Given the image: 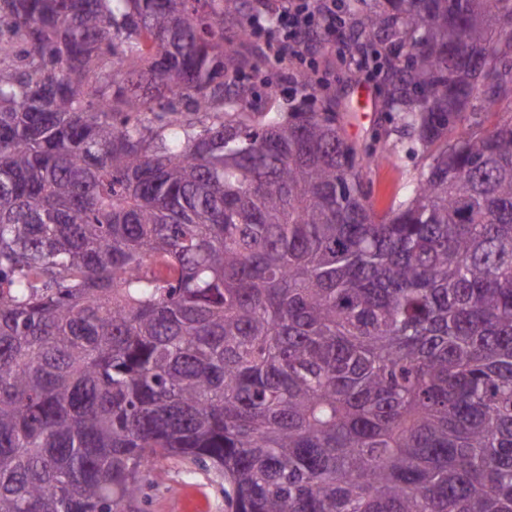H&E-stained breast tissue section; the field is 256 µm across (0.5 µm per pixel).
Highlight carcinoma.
<instances>
[{
	"label": "carcinoma",
	"instance_id": "carcinoma-1",
	"mask_svg": "<svg viewBox=\"0 0 512 512\" xmlns=\"http://www.w3.org/2000/svg\"><path fill=\"white\" fill-rule=\"evenodd\" d=\"M349 0L423 167L240 82L251 0H0V512H512V0ZM190 486L204 488L208 495L209 512H231L224 502V495L215 482L213 474L175 459L164 462L151 473L143 490L146 502L142 510L144 512H200L203 509L199 504L206 499V494L201 489ZM176 492L178 493L172 499L171 511H169V497Z\"/></svg>",
	"mask_w": 512,
	"mask_h": 512
}]
</instances>
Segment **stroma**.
<instances>
[{
    "label": "stroma",
    "mask_w": 512,
    "mask_h": 512,
    "mask_svg": "<svg viewBox=\"0 0 512 512\" xmlns=\"http://www.w3.org/2000/svg\"><path fill=\"white\" fill-rule=\"evenodd\" d=\"M348 39L347 29H337L329 37L330 53L316 56L315 67L325 78L326 87L310 98L309 103L318 107L326 99H336L345 138L359 150L378 155L377 164L364 170L363 179L376 209L382 211L401 197L404 186L423 163L422 153L415 143L391 134L390 129L398 123L399 116L384 107L381 81H368L365 74L349 70L338 52ZM240 51L245 59L240 77L244 84L252 86L254 94L265 95L273 87L278 90L280 101L298 97V69L277 62L272 51L255 40L241 46ZM364 85L369 86L373 97V112L366 117L361 114L360 103V88ZM185 486L204 488L210 512H229L213 474L175 459L164 462L151 473L144 487L143 512H169L170 495Z\"/></svg>",
    "instance_id": "35a3bbf8"
}]
</instances>
